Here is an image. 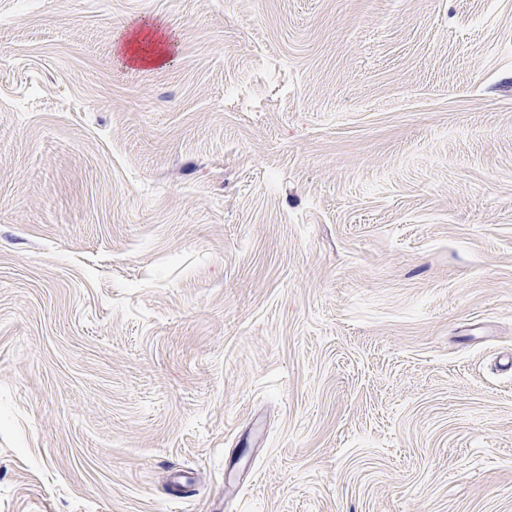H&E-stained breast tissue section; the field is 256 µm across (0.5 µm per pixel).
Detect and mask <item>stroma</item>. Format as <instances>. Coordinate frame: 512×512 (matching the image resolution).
<instances>
[{
    "label": "stroma",
    "instance_id": "35a3bbf8",
    "mask_svg": "<svg viewBox=\"0 0 512 512\" xmlns=\"http://www.w3.org/2000/svg\"><path fill=\"white\" fill-rule=\"evenodd\" d=\"M511 358L512 0H0V512H512ZM129 38L118 45V53L129 55V60L145 65H168L170 60L169 47L172 45V35L154 20L141 22L128 30ZM148 41L157 48L152 53H142L141 44Z\"/></svg>",
    "mask_w": 512,
    "mask_h": 512
}]
</instances>
